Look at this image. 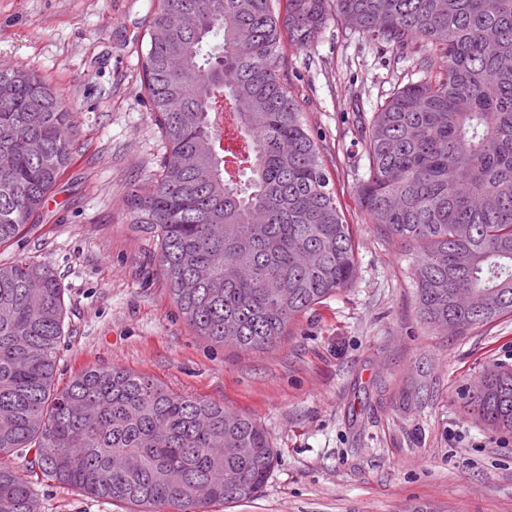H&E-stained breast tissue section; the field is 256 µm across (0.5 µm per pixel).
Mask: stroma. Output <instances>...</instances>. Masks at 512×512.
<instances>
[{
	"label": "stroma",
	"mask_w": 512,
	"mask_h": 512,
	"mask_svg": "<svg viewBox=\"0 0 512 512\" xmlns=\"http://www.w3.org/2000/svg\"><path fill=\"white\" fill-rule=\"evenodd\" d=\"M156 0H0V70L46 80L79 116L76 157L43 213L0 263L40 262L64 292L55 382L85 366L152 376L173 393L254 418L279 455L259 498L208 512H512V435L457 403L486 363L512 364V316L456 334L424 323L415 253L357 202L365 127L418 79V49H392L331 21L313 49L285 45L282 74L317 143L356 243L357 277L298 317L273 346L212 343L185 324L159 273L150 230L125 221L164 145L141 59ZM434 385L419 405L403 391ZM42 512H129L44 480Z\"/></svg>",
	"instance_id": "1"
}]
</instances>
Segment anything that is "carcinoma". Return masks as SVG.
Wrapping results in <instances>:
<instances>
[{
	"mask_svg": "<svg viewBox=\"0 0 512 512\" xmlns=\"http://www.w3.org/2000/svg\"><path fill=\"white\" fill-rule=\"evenodd\" d=\"M331 19L429 52L422 77L373 113L358 186L373 223L419 248V318L465 328L512 315V0H157L142 73L165 154L125 223L154 229L186 324L261 348L353 285L352 226L279 76L283 39L309 49ZM0 98L2 245L39 215L78 124L25 69L0 71ZM64 315L51 268L0 264V512H41L39 475L138 512L260 495L277 453L255 419L125 369L86 367L57 387ZM481 383L460 390V407L511 433L512 365H487Z\"/></svg>",
	"mask_w": 512,
	"mask_h": 512,
	"instance_id": "obj_1",
	"label": "carcinoma"
}]
</instances>
